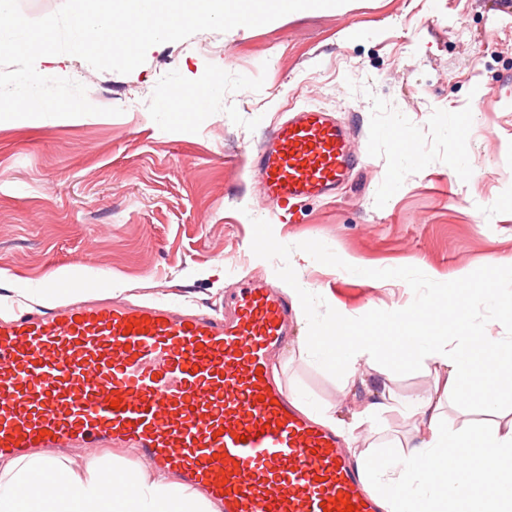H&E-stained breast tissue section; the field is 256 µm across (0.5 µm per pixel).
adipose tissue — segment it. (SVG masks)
<instances>
[{"label":"adipose tissue","instance_id":"1","mask_svg":"<svg viewBox=\"0 0 512 512\" xmlns=\"http://www.w3.org/2000/svg\"><path fill=\"white\" fill-rule=\"evenodd\" d=\"M0 48L25 50L40 62H57L47 38L26 31L12 11V0H0ZM413 314L397 309L381 318L379 330L345 313L311 327L300 344L323 365L353 375L360 364L380 367L381 357L421 360L435 376L434 393L405 404L417 441L405 447L393 439L392 450L369 458L365 483L383 512H512V424L463 431L447 424L446 409L474 401L486 412L499 405L495 390L474 383L478 368L512 364V336L481 338L464 332L439 335L414 327ZM463 452L467 469H457L454 455ZM59 461L35 451L0 464V512H216L203 495L187 491L172 475H113L104 481L97 463L87 475L71 474L53 494L31 492L34 476L60 470Z\"/></svg>","mask_w":512,"mask_h":512}]
</instances>
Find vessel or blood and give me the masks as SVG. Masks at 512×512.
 <instances>
[{
	"label": "vessel or blood",
	"instance_id": "obj_1",
	"mask_svg": "<svg viewBox=\"0 0 512 512\" xmlns=\"http://www.w3.org/2000/svg\"><path fill=\"white\" fill-rule=\"evenodd\" d=\"M254 159L282 219L303 200L334 197L357 165L347 130L315 104L293 109ZM66 295L0 313L1 455L121 444L179 471L222 512H340L341 496L378 512L335 433L270 377L289 320L275 286L237 283L227 316L115 301L90 280Z\"/></svg>",
	"mask_w": 512,
	"mask_h": 512
}]
</instances>
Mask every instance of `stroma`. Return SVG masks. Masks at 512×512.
Masks as SVG:
<instances>
[{"mask_svg": "<svg viewBox=\"0 0 512 512\" xmlns=\"http://www.w3.org/2000/svg\"><path fill=\"white\" fill-rule=\"evenodd\" d=\"M38 67L0 51V84L25 92ZM36 85L44 119H0V310L57 303L62 282L83 278L130 301L216 312L245 275L304 288L279 380L344 424L384 394L428 395L433 376L390 357L382 372L344 376L300 353L310 325L380 316L463 275L466 306L427 311L421 325L512 329L479 293L492 263L512 257V0H347L155 45L127 75L69 55ZM187 88L203 92L191 112ZM305 102L336 115L362 162L334 198L297 205L284 224L253 151ZM258 233L269 249L251 250ZM488 381L498 415L452 409L453 426L512 418V370ZM413 433L386 413L350 454ZM59 458L77 473L91 458L107 473L150 471L130 448Z\"/></svg>", "mask_w": 512, "mask_h": 512, "instance_id": "obj_1", "label": "stroma"}]
</instances>
